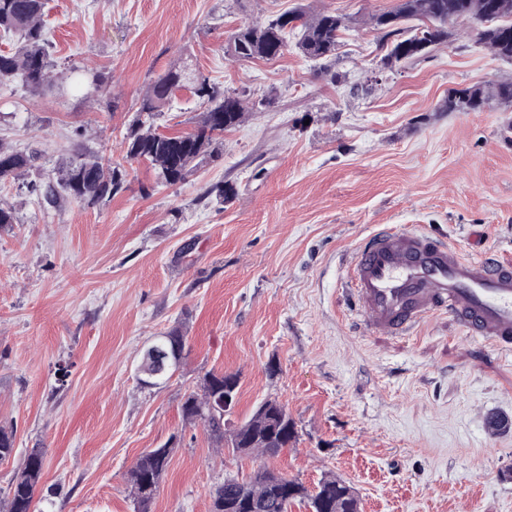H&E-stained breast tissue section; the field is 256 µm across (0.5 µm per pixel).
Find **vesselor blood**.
<instances>
[{"label": "vessel or blood", "mask_w": 512, "mask_h": 512, "mask_svg": "<svg viewBox=\"0 0 512 512\" xmlns=\"http://www.w3.org/2000/svg\"><path fill=\"white\" fill-rule=\"evenodd\" d=\"M345 284L375 331L403 334L453 315L467 335L512 352V263L466 258L423 231H381L358 249Z\"/></svg>", "instance_id": "obj_1"}]
</instances>
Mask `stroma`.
<instances>
[{
  "mask_svg": "<svg viewBox=\"0 0 512 512\" xmlns=\"http://www.w3.org/2000/svg\"><path fill=\"white\" fill-rule=\"evenodd\" d=\"M395 3L47 0L63 73L100 74L104 87L0 81V140L34 153V173L78 146L123 161L139 98L180 59L257 108L225 132L220 161L175 186L143 162L97 207L52 208L0 184L19 218L0 229V426L15 440L0 500L37 448L35 512H135L130 469L172 439L152 512H210L218 484L263 463L311 492L328 475L346 481L360 512H512V355L447 313L408 335L368 330L343 283L362 242L389 229L512 262V108L436 109L512 64L457 24L447 47L382 67L364 21ZM297 5L345 17L338 82L293 47L272 61L225 54L240 24ZM200 111L175 91L161 132L192 131ZM218 183L230 201L210 195ZM175 326L180 368L142 385L144 349ZM210 370L239 379L229 426L273 399L296 441L265 462L215 448L181 413Z\"/></svg>",
  "mask_w": 512,
  "mask_h": 512,
  "instance_id": "35a3bbf8",
  "label": "stroma"
}]
</instances>
